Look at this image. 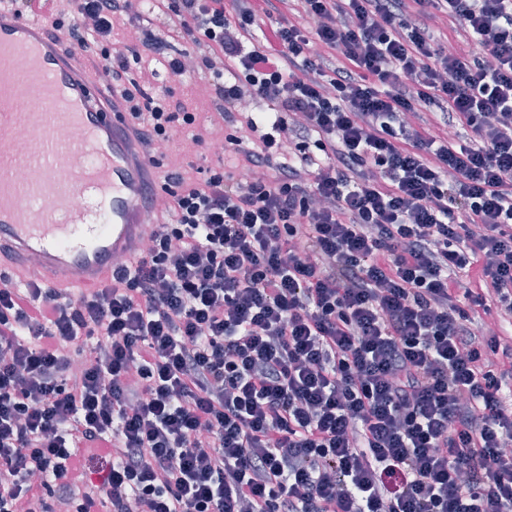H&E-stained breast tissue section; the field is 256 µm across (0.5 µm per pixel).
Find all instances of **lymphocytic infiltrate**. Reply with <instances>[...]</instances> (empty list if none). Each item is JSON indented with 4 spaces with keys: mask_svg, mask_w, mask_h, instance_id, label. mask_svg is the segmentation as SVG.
Segmentation results:
<instances>
[{
    "mask_svg": "<svg viewBox=\"0 0 512 512\" xmlns=\"http://www.w3.org/2000/svg\"><path fill=\"white\" fill-rule=\"evenodd\" d=\"M155 2L74 47L188 37L252 176L170 175L100 288L0 279V512H512V336L460 304L512 314V0ZM133 31H135L137 34L136 39L132 38ZM139 37V32L136 31L128 18L114 21L112 48L114 42V47L117 50L123 51L126 55H130V52L127 51V48L136 43Z\"/></svg>",
    "mask_w": 512,
    "mask_h": 512,
    "instance_id": "1",
    "label": "lymphocytic infiltrate"
}]
</instances>
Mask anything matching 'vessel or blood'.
<instances>
[{
    "label": "vessel or blood",
    "mask_w": 512,
    "mask_h": 512,
    "mask_svg": "<svg viewBox=\"0 0 512 512\" xmlns=\"http://www.w3.org/2000/svg\"><path fill=\"white\" fill-rule=\"evenodd\" d=\"M21 168L40 175L19 181ZM157 181L116 89L39 11L0 5V247L14 267L100 287L151 234L140 215Z\"/></svg>",
    "instance_id": "obj_1"
}]
</instances>
